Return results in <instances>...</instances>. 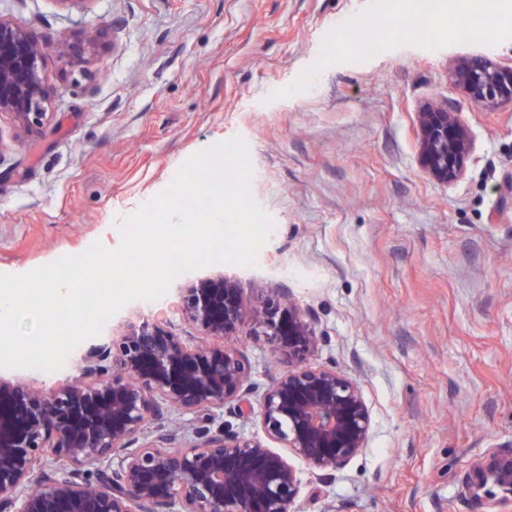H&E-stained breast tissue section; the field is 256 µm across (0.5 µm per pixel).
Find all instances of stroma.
Segmentation results:
<instances>
[{"instance_id":"1","label":"stroma","mask_w":512,"mask_h":512,"mask_svg":"<svg viewBox=\"0 0 512 512\" xmlns=\"http://www.w3.org/2000/svg\"><path fill=\"white\" fill-rule=\"evenodd\" d=\"M399 2L388 14L385 0H0V15L72 47L43 58L40 126L0 112V273L117 248L122 217L187 158L240 139L250 195L273 221L255 266L181 274L164 297L125 305L95 343L139 318L196 335L181 290L202 278L236 280L248 306L284 292L315 331L309 364L355 382L371 418L365 448L339 469L290 456L291 512H512V496L477 501L466 487L478 459L512 453V106L480 108L448 80L463 56L512 63V0H485L487 34L460 36L468 22L452 15L427 39L407 36ZM350 13L389 30L378 54L349 42L328 52ZM431 103L470 134L448 184L419 162ZM227 344L249 360L259 405L285 364L263 338ZM79 358L0 378L49 393Z\"/></svg>"}]
</instances>
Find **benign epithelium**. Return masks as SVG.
<instances>
[{
    "label": "benign epithelium",
    "instance_id": "1",
    "mask_svg": "<svg viewBox=\"0 0 512 512\" xmlns=\"http://www.w3.org/2000/svg\"><path fill=\"white\" fill-rule=\"evenodd\" d=\"M49 48L0 15V112L26 128L46 115L42 59ZM448 77L477 106L512 104V67L485 55L457 60ZM419 128L423 170L440 183L457 180L471 148L457 113L431 104L419 113ZM255 312L249 318L236 281L201 279L183 289L182 314L210 343L191 346L144 318L91 346L79 375L50 396L0 378V512H290L301 482L288 457L222 425L190 439L160 423L171 410L227 404L250 416V363L222 342L247 327L288 360L260 399L266 437L322 470L365 448L369 409L353 381L307 364L314 331L300 310L258 293ZM51 456L65 457L71 468L46 472ZM91 470L94 483L83 478ZM496 488L512 493V454H491L471 468L472 497Z\"/></svg>",
    "mask_w": 512,
    "mask_h": 512
}]
</instances>
